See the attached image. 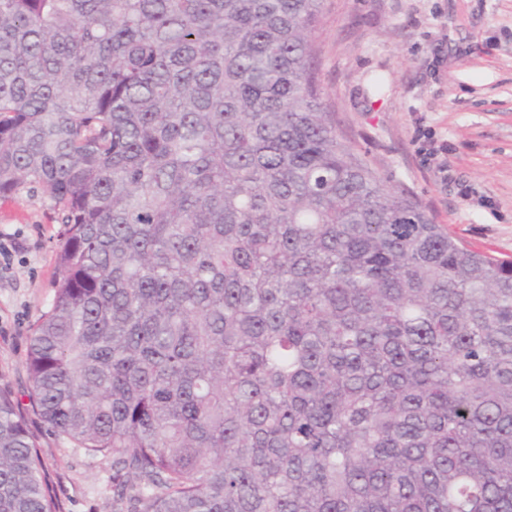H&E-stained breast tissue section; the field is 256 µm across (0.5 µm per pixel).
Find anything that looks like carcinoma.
<instances>
[{"label": "carcinoma", "instance_id": "carcinoma-1", "mask_svg": "<svg viewBox=\"0 0 512 512\" xmlns=\"http://www.w3.org/2000/svg\"><path fill=\"white\" fill-rule=\"evenodd\" d=\"M322 0H0V195L60 277L25 367L120 512H512V260L336 132ZM0 512H57L0 389Z\"/></svg>", "mask_w": 512, "mask_h": 512}]
</instances>
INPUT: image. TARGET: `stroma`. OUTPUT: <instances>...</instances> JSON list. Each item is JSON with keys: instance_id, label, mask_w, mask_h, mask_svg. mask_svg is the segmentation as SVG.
I'll return each mask as SVG.
<instances>
[{"instance_id": "obj_1", "label": "stroma", "mask_w": 512, "mask_h": 512, "mask_svg": "<svg viewBox=\"0 0 512 512\" xmlns=\"http://www.w3.org/2000/svg\"><path fill=\"white\" fill-rule=\"evenodd\" d=\"M319 74L337 132L387 185L472 249L512 259V0H323ZM60 232L41 188L0 197V387L20 399ZM27 421L61 512H114L111 459Z\"/></svg>"}]
</instances>
